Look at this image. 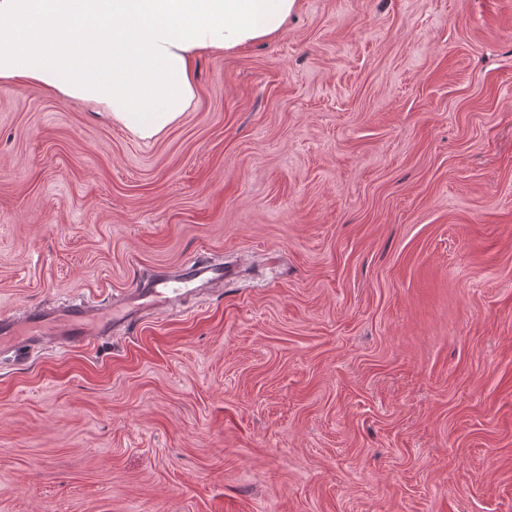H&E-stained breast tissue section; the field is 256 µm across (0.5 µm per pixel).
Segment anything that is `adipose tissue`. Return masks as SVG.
<instances>
[{"instance_id":"adipose-tissue-1","label":"adipose tissue","mask_w":512,"mask_h":512,"mask_svg":"<svg viewBox=\"0 0 512 512\" xmlns=\"http://www.w3.org/2000/svg\"><path fill=\"white\" fill-rule=\"evenodd\" d=\"M299 0H0V84L38 85L151 140L192 107L193 61L274 38Z\"/></svg>"}]
</instances>
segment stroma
<instances>
[{"mask_svg":"<svg viewBox=\"0 0 512 512\" xmlns=\"http://www.w3.org/2000/svg\"><path fill=\"white\" fill-rule=\"evenodd\" d=\"M158 139L0 84V313L237 279L0 348V512H512V0H299ZM174 277L147 279L134 290L131 309L113 320L105 310L109 304L78 299L66 304H43L24 308L19 313L0 314V345L11 343L17 356L35 342L50 338L61 346L76 347L94 337L109 336L118 323L131 325L139 315L152 309L174 308L204 288L224 283L228 270L222 263L190 257ZM52 325L56 329H52Z\"/></svg>","mask_w":512,"mask_h":512,"instance_id":"1","label":"stroma"}]
</instances>
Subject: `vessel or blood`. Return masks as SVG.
<instances>
[{
	"instance_id": "b4317fda",
	"label": "vessel or blood",
	"mask_w": 512,
	"mask_h": 512,
	"mask_svg": "<svg viewBox=\"0 0 512 512\" xmlns=\"http://www.w3.org/2000/svg\"><path fill=\"white\" fill-rule=\"evenodd\" d=\"M228 271L223 264L191 257L183 261L173 277L152 278L134 290L130 310L119 320L107 317L105 305L78 299L65 304H43L13 314H0V345L11 344L15 353L44 339L76 347L92 338L108 336L114 323L133 324L152 309L174 308L204 288L223 283Z\"/></svg>"
}]
</instances>
